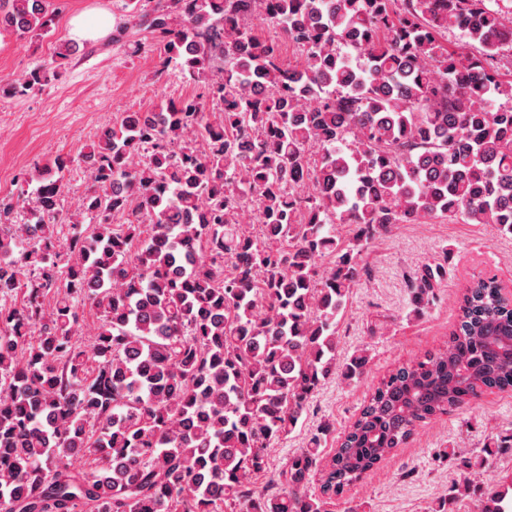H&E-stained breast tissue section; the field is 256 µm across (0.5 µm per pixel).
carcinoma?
<instances>
[{
	"label": "carcinoma",
	"mask_w": 512,
	"mask_h": 512,
	"mask_svg": "<svg viewBox=\"0 0 512 512\" xmlns=\"http://www.w3.org/2000/svg\"><path fill=\"white\" fill-rule=\"evenodd\" d=\"M144 2L127 6L162 68L224 77L124 113L19 190L34 222L0 230V512H326L425 422L512 389V301L479 279L445 345L374 385L320 494L307 485L328 422L259 486L322 383L366 372L364 351L339 364L337 348L375 238L428 217L512 235V79L497 67L512 0ZM55 20L50 0H0V31L43 37ZM453 28L465 46L442 39ZM43 81L37 66L0 92ZM75 161L91 186L62 236ZM129 211L137 223H114ZM446 275L421 268L414 312ZM510 488L489 512H512Z\"/></svg>",
	"instance_id": "1"
}]
</instances>
